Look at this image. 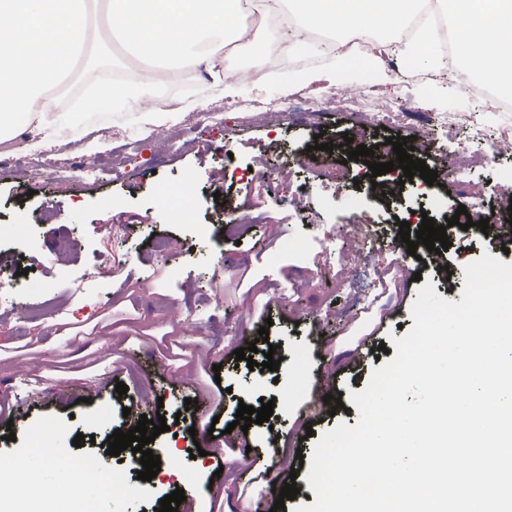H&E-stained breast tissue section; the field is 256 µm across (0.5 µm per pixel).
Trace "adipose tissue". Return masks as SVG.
I'll return each instance as SVG.
<instances>
[{"instance_id": "1", "label": "adipose tissue", "mask_w": 512, "mask_h": 512, "mask_svg": "<svg viewBox=\"0 0 512 512\" xmlns=\"http://www.w3.org/2000/svg\"><path fill=\"white\" fill-rule=\"evenodd\" d=\"M289 0H0V142L27 131L40 148L59 117L46 103L48 89L62 82L85 41L89 5L101 6L113 38L130 52L165 69L241 39L255 16L287 13ZM298 27L337 23L347 33L366 25L385 29L416 14L422 0H296ZM452 17H462L459 38L468 60L491 62L497 88L512 97V0H440ZM27 490L66 512L65 502L96 498L111 483L78 472L57 471L46 479L22 469Z\"/></svg>"}]
</instances>
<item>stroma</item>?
I'll return each instance as SVG.
<instances>
[{
  "mask_svg": "<svg viewBox=\"0 0 512 512\" xmlns=\"http://www.w3.org/2000/svg\"><path fill=\"white\" fill-rule=\"evenodd\" d=\"M132 60L111 45L87 53L74 73L75 91L58 106L71 121L38 151L17 136L9 144L13 163L0 165V456L22 457L35 447L38 430L54 426L63 458L107 457L110 472L131 489L129 499L113 500L112 512H151L159 496L175 491L174 479L161 473L139 480L132 451L109 457L103 448L115 429L137 424L123 409L145 396L143 414L166 418L167 432L153 442L163 465L207 488L197 512H253L276 494L271 484L253 481L241 454L218 461L189 451L198 442L222 444L240 404L271 399L269 421L249 429L252 451L265 467L278 454L296 466L298 494L286 501L287 512L313 505L316 494L301 461L311 458L323 432L342 422L356 425L359 410L350 395L363 391L372 369L388 362L379 345L413 327L421 280L458 302L465 265L485 253L512 263V253L502 251L504 223L512 218L504 208L501 227L453 236L451 277L408 257L405 272L388 276L377 302L357 311L364 272L388 267L395 257L391 245L400 221L422 210L441 224L459 199L478 203L491 185H512V157L471 166L479 147L452 125L435 134L438 154L467 166L464 181L431 186L416 176L399 196L383 200L371 193L362 163L348 159L344 139L372 146L411 137L413 128L352 124L332 108V99L400 95L424 112L475 114L492 130L512 124V112L487 108L448 84L439 54L393 70L375 57L338 62L313 41L294 50L288 65L267 66L257 78L242 72L203 78L187 63L176 119L149 126L139 116L165 99L169 76L157 77L131 101L99 95L98 74L123 70ZM231 81L237 92L228 97L224 86ZM300 97L318 113L317 124L258 120V110L284 108ZM102 125L120 129L135 144L120 170L112 168L111 137L96 132ZM317 139L333 145L319 154L325 171L319 179L301 164ZM271 162L292 165V174L268 184L259 174ZM186 176L194 185L192 206L178 224L160 206L159 194ZM299 197L300 209L294 204ZM239 204L266 211L270 223L224 236V210ZM351 220L375 226L378 243L363 252L339 237L336 248L351 260L326 254L322 227ZM159 236L168 243L161 253L152 249ZM29 302L41 303L39 316L21 317ZM263 325L281 345L275 372L235 362L240 337L257 335ZM215 366L229 390L219 406L204 389ZM120 382L126 394L116 392ZM324 392L343 402L335 415L308 409ZM16 410L27 424L7 430ZM79 434L85 441L77 447Z\"/></svg>",
  "mask_w": 512,
  "mask_h": 512,
  "instance_id": "stroma-1",
  "label": "stroma"
}]
</instances>
